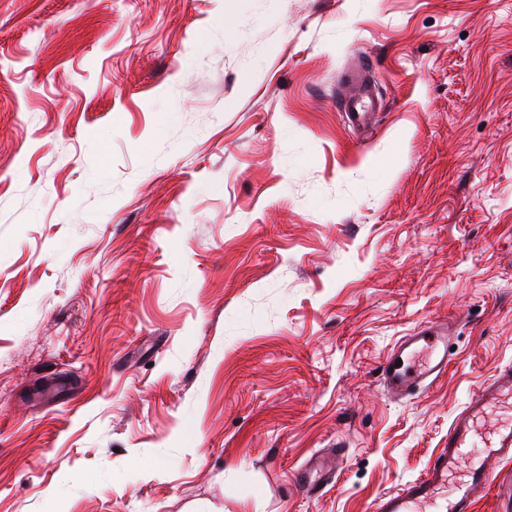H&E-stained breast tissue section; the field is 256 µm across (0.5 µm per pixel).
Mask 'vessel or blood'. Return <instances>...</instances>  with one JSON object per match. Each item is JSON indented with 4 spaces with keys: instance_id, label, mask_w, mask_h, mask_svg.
I'll list each match as a JSON object with an SVG mask.
<instances>
[{
    "instance_id": "1",
    "label": "vessel or blood",
    "mask_w": 512,
    "mask_h": 512,
    "mask_svg": "<svg viewBox=\"0 0 512 512\" xmlns=\"http://www.w3.org/2000/svg\"><path fill=\"white\" fill-rule=\"evenodd\" d=\"M348 92L338 109L348 127L366 131L377 100L361 74L347 79ZM457 332L456 319L430 322L401 337L379 368L380 380L394 397L420 394L448 369ZM512 401V363L501 366L474 392L448 427V443L429 462L423 476L379 498L372 512H422L439 504L440 512H474L490 483L486 461L512 456V421L492 420L494 411ZM344 449L317 452L295 472L305 493L337 480Z\"/></svg>"
}]
</instances>
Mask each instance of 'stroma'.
Listing matches in <instances>:
<instances>
[{
	"mask_svg": "<svg viewBox=\"0 0 512 512\" xmlns=\"http://www.w3.org/2000/svg\"><path fill=\"white\" fill-rule=\"evenodd\" d=\"M508 362L512 0H0V512H370ZM366 74H369L368 68H363L359 73L348 76L349 90L338 103V110L343 112L347 126L361 132L370 127L376 113L374 111L377 108V99L372 86L362 78ZM457 320L430 322L402 336L379 368L380 380L394 397L420 394L448 369ZM402 360V365L396 362ZM345 448H336L330 452H317L295 471V480L303 491L312 495L322 484L337 481L340 464Z\"/></svg>",
	"mask_w": 512,
	"mask_h": 512,
	"instance_id": "stroma-1",
	"label": "stroma"
}]
</instances>
